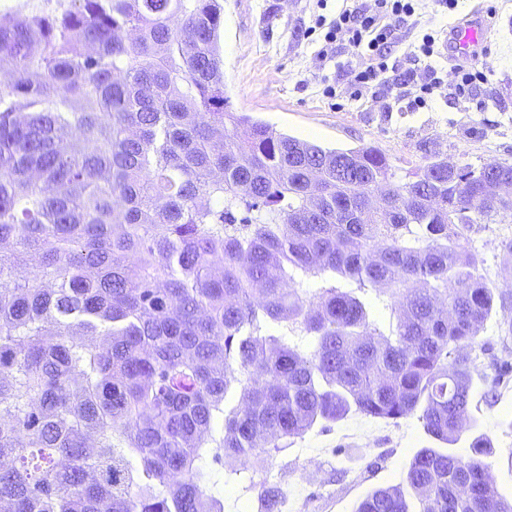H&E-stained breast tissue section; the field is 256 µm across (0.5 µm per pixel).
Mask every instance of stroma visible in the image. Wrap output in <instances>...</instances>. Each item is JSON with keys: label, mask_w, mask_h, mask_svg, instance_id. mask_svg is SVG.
<instances>
[{"label": "stroma", "mask_w": 512, "mask_h": 512, "mask_svg": "<svg viewBox=\"0 0 512 512\" xmlns=\"http://www.w3.org/2000/svg\"><path fill=\"white\" fill-rule=\"evenodd\" d=\"M223 2L224 83L232 111L329 148L378 147L400 177L430 151L457 166L512 162V0H459L450 13L427 0L416 27L399 28L387 51V62L396 73H415V85L396 100L380 96L358 102L348 94L356 59L347 41H338L327 60L316 55L324 36L316 18L334 19L339 0H327L323 8L316 0ZM476 10L487 19L489 48L474 64L482 79L461 96L455 91L456 61L445 43L452 29ZM426 33L436 35L442 45L441 83L419 108L413 100L427 74L428 60L419 51ZM329 86L335 95L326 94ZM505 236L512 237V222L507 220L473 225L467 234L469 247L483 259L487 283L512 294V279L503 270L498 248ZM510 320L512 308L496 310L477 336L487 350L473 373L472 407L477 431L493 446L487 459L493 482L509 498L512 373L494 400L485 398L484 381L496 375L500 361L512 362V341L501 340ZM474 432L464 431L451 452L470 455ZM434 445L417 416L392 421L353 412L330 429L316 427L293 439L286 451L255 462L252 473H234L232 464L219 466L208 458L203 466L223 486L224 512H260L257 493L248 487L253 477L280 486L282 512H355L373 490L399 483L415 454Z\"/></svg>", "instance_id": "stroma-1"}]
</instances>
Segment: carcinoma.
I'll list each match as a JSON object with an SVG mask.
<instances>
[{
  "mask_svg": "<svg viewBox=\"0 0 512 512\" xmlns=\"http://www.w3.org/2000/svg\"><path fill=\"white\" fill-rule=\"evenodd\" d=\"M223 27L221 0L0 18V512H224L210 453L247 470L352 411L475 427L506 295L465 232L512 219V163L398 179L232 112ZM326 273L387 286L395 329ZM472 448L421 449L356 512H512Z\"/></svg>",
  "mask_w": 512,
  "mask_h": 512,
  "instance_id": "obj_1",
  "label": "carcinoma"
}]
</instances>
